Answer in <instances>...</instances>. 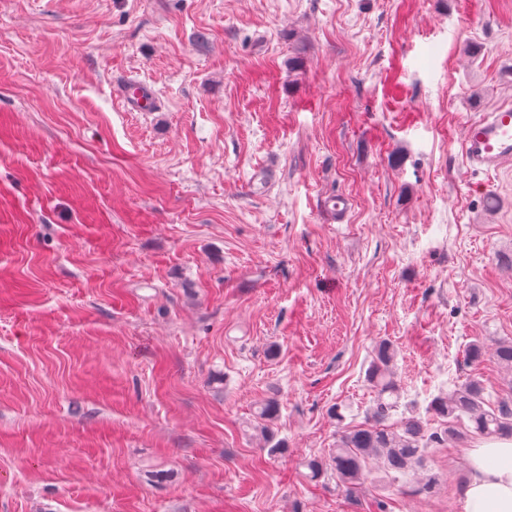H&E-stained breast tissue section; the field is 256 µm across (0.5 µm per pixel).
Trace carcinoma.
<instances>
[{
  "label": "carcinoma",
  "instance_id": "obj_1",
  "mask_svg": "<svg viewBox=\"0 0 512 512\" xmlns=\"http://www.w3.org/2000/svg\"><path fill=\"white\" fill-rule=\"evenodd\" d=\"M492 354L501 366L512 371V339L496 341ZM394 358L390 344L378 346L366 372L376 399L366 411L365 422L342 432L326 458L308 461L312 477L329 471L351 492L368 478L369 464L374 460L392 480L413 468L420 469L424 473V488L429 490L437 483L436 474L427 465L429 448L466 437L512 438V386L493 395L473 376L449 392L440 391L428 397L425 413L439 420L438 426L431 427L421 414L401 409ZM278 411L277 401L265 402L257 413L254 429L274 439L270 423ZM396 414L400 418L394 421L392 417Z\"/></svg>",
  "mask_w": 512,
  "mask_h": 512
}]
</instances>
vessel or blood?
Wrapping results in <instances>:
<instances>
[{
    "mask_svg": "<svg viewBox=\"0 0 512 512\" xmlns=\"http://www.w3.org/2000/svg\"><path fill=\"white\" fill-rule=\"evenodd\" d=\"M114 94L132 112H149L155 98L147 85L132 79L116 82ZM462 156L474 170L488 173L512 166V104L499 105L469 121L462 139Z\"/></svg>",
    "mask_w": 512,
    "mask_h": 512,
    "instance_id": "obj_1",
    "label": "vessel or blood"
}]
</instances>
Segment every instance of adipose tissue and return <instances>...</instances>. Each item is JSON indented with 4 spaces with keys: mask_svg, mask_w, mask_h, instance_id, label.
<instances>
[{
    "mask_svg": "<svg viewBox=\"0 0 512 512\" xmlns=\"http://www.w3.org/2000/svg\"><path fill=\"white\" fill-rule=\"evenodd\" d=\"M463 512H512V439L482 440L466 451Z\"/></svg>",
    "mask_w": 512,
    "mask_h": 512,
    "instance_id": "adipose-tissue-1",
    "label": "adipose tissue"
}]
</instances>
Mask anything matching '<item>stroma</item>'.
<instances>
[{"label":"stroma","instance_id":"35a3bbf8","mask_svg":"<svg viewBox=\"0 0 512 512\" xmlns=\"http://www.w3.org/2000/svg\"><path fill=\"white\" fill-rule=\"evenodd\" d=\"M502 103L512 0H0V512H461L465 439L426 496L303 462L381 342L406 402L512 380L465 362L512 338V170L461 155ZM114 94L130 112H151L155 107V98L147 85L134 79L117 81ZM279 405L276 400H268L259 409L256 417L255 430H259L261 434L267 435L270 441L274 439V433L270 428V423L274 421L278 415Z\"/></svg>","mask_w":512,"mask_h":512}]
</instances>
